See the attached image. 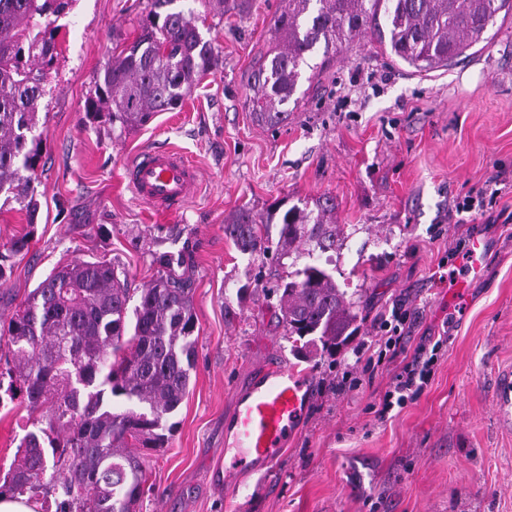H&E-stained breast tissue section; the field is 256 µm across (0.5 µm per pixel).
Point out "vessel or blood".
Here are the masks:
<instances>
[{"label":"vessel or blood","mask_w":512,"mask_h":512,"mask_svg":"<svg viewBox=\"0 0 512 512\" xmlns=\"http://www.w3.org/2000/svg\"><path fill=\"white\" fill-rule=\"evenodd\" d=\"M197 178L194 167L169 148L147 151L125 170L138 200L162 213L181 208ZM309 402L304 376L281 366L264 369L248 391L236 394L229 429L245 465L256 470L273 466Z\"/></svg>","instance_id":"b4317fda"}]
</instances>
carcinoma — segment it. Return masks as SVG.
Returning a JSON list of instances; mask_svg holds the SVG:
<instances>
[{
  "label": "carcinoma",
  "mask_w": 512,
  "mask_h": 512,
  "mask_svg": "<svg viewBox=\"0 0 512 512\" xmlns=\"http://www.w3.org/2000/svg\"><path fill=\"white\" fill-rule=\"evenodd\" d=\"M72 0H0V195L29 217L42 159L35 133L39 100L56 58L55 19ZM150 0L133 42L98 69L85 102L89 120L125 132L158 112L182 107L196 84L222 63L202 36L206 17ZM512 17V0H279L273 37L251 76L248 105L271 129L298 107L308 67L313 82L345 42L367 38L415 72L448 68L492 41L496 19ZM324 46L319 65L309 60ZM324 197L314 208L293 206L279 219L272 260L307 247L336 249L345 225ZM263 224L240 211L224 233L243 253L269 252ZM280 319L295 338V355L336 354L356 335L355 302L333 276L308 262L276 287ZM0 349V391L18 399L35 429L20 443L0 495L26 496L40 512H138L145 482L136 448H160L169 418L185 399L195 369L192 288L164 272L143 288H128L118 265L79 261L52 271L16 306ZM129 408L116 412L113 399Z\"/></svg>",
  "instance_id": "carcinoma-1"
}]
</instances>
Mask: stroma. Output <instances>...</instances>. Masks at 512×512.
Wrapping results in <instances>:
<instances>
[{"instance_id": "1", "label": "stroma", "mask_w": 512, "mask_h": 512, "mask_svg": "<svg viewBox=\"0 0 512 512\" xmlns=\"http://www.w3.org/2000/svg\"><path fill=\"white\" fill-rule=\"evenodd\" d=\"M277 6L249 0L245 11L208 15L222 67L181 109L119 135L86 119L85 100L108 52L136 36L148 0H72L38 112L37 216L0 199V252L28 238L0 280V318L12 297L76 261L115 260L141 288L164 254L190 281L196 368L168 441L140 451L139 512H512V423L498 402L512 374V17L497 21L488 49L429 73L367 41L347 45L272 131L247 97ZM154 148L176 149L200 171L178 213L153 211L122 180ZM478 193L491 208L457 219L454 200ZM322 196L348 227L328 269L361 323L335 356L302 362L262 287L292 263L241 253L224 223L242 208L261 219ZM475 237L488 244L477 276L467 255ZM460 280L465 317L448 301ZM398 300L419 312L414 344L446 342L421 396L382 419L410 355L390 352L366 369L355 353L381 336L377 319ZM269 364L307 373L309 409L276 465L237 473L224 446L233 394ZM27 419L23 404L0 406V477Z\"/></svg>"}]
</instances>
